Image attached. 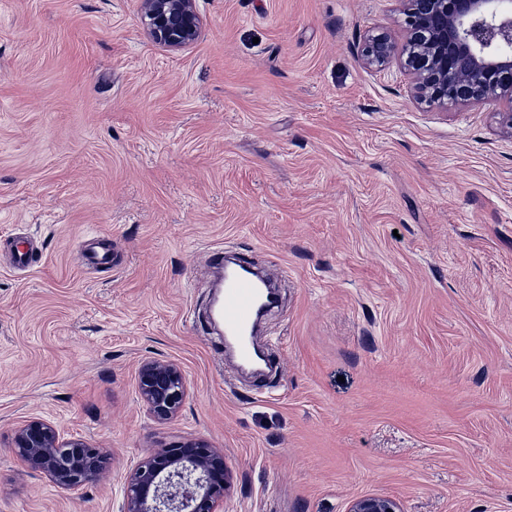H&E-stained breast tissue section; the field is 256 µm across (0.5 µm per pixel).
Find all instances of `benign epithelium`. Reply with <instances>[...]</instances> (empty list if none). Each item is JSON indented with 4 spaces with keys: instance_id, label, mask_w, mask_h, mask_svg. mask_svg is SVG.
Here are the masks:
<instances>
[{
    "instance_id": "benign-epithelium-1",
    "label": "benign epithelium",
    "mask_w": 512,
    "mask_h": 512,
    "mask_svg": "<svg viewBox=\"0 0 512 512\" xmlns=\"http://www.w3.org/2000/svg\"><path fill=\"white\" fill-rule=\"evenodd\" d=\"M404 16V44L367 36L361 54L370 66L400 57L419 100L475 105L489 99L512 106V0H396ZM149 38L172 50L193 43L202 21L195 0H142ZM139 395L158 420L173 416L187 393L175 363L139 367ZM20 461L62 491L100 479L107 452L80 438H65L51 423L34 419L13 437ZM228 469L223 451L188 440L141 459L123 482L121 512H223ZM348 512H402L389 497L353 500Z\"/></svg>"
}]
</instances>
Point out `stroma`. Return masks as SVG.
Masks as SVG:
<instances>
[{
    "mask_svg": "<svg viewBox=\"0 0 512 512\" xmlns=\"http://www.w3.org/2000/svg\"><path fill=\"white\" fill-rule=\"evenodd\" d=\"M140 3L0 0V512H120L126 472L190 439L224 451V512H512L507 103L421 104L366 66L395 0H196L177 51ZM86 235L111 268L81 266ZM218 248L280 286L261 391L198 319ZM145 360L186 377L167 420ZM34 418L107 450L102 479L23 465ZM34 247L27 237H16L11 248V266L18 271L30 268L33 262ZM79 248L81 261L96 269L110 265L115 253L112 240L99 236L83 239ZM139 395L157 420L173 416L187 393L186 377L175 363L148 361L139 367ZM348 512H402L399 503L389 497L364 496L353 500Z\"/></svg>",
    "mask_w": 512,
    "mask_h": 512,
    "instance_id": "35a3bbf8",
    "label": "stroma"
}]
</instances>
